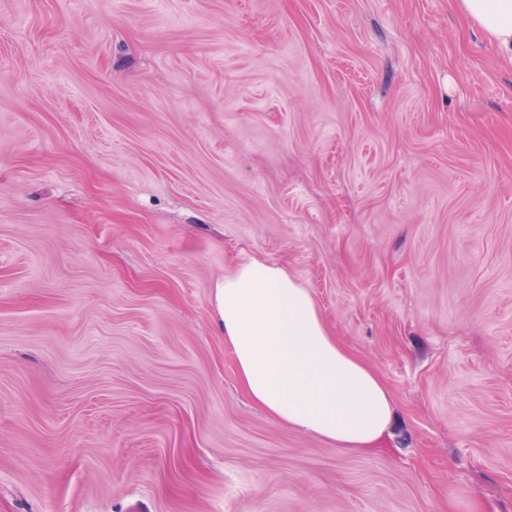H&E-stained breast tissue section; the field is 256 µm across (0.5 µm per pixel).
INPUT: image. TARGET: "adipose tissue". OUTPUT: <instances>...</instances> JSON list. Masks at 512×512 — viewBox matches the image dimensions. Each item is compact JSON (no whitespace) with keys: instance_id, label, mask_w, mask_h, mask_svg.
Returning <instances> with one entry per match:
<instances>
[{"instance_id":"ef3b65f1","label":"adipose tissue","mask_w":512,"mask_h":512,"mask_svg":"<svg viewBox=\"0 0 512 512\" xmlns=\"http://www.w3.org/2000/svg\"><path fill=\"white\" fill-rule=\"evenodd\" d=\"M512 58V0H455ZM215 319L250 399L275 419L334 445L370 451L391 434L396 400L330 335L310 292L287 270L252 259L212 285Z\"/></svg>"}]
</instances>
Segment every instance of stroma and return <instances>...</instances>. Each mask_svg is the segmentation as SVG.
I'll list each match as a JSON object with an SVG mask.
<instances>
[{"label":"stroma","mask_w":512,"mask_h":512,"mask_svg":"<svg viewBox=\"0 0 512 512\" xmlns=\"http://www.w3.org/2000/svg\"><path fill=\"white\" fill-rule=\"evenodd\" d=\"M251 258L377 449L246 396ZM0 512H512V62L454 0H0ZM211 288L217 326L256 405L340 448L370 451L392 433L394 394L336 342L309 288L287 270L251 259Z\"/></svg>","instance_id":"35a3bbf8"}]
</instances>
